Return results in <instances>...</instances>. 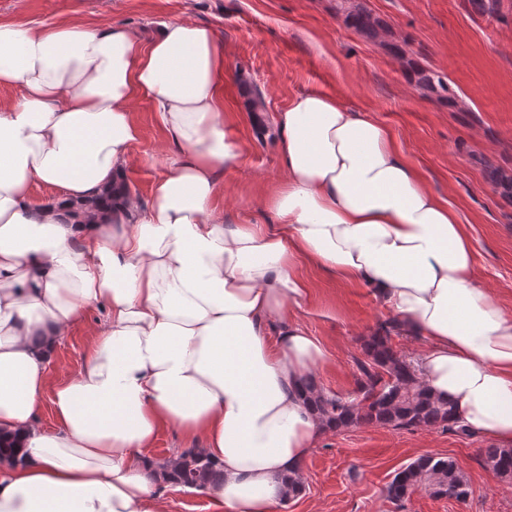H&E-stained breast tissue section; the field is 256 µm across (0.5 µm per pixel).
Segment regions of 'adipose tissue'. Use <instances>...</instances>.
<instances>
[{"label":"adipose tissue","mask_w":512,"mask_h":512,"mask_svg":"<svg viewBox=\"0 0 512 512\" xmlns=\"http://www.w3.org/2000/svg\"><path fill=\"white\" fill-rule=\"evenodd\" d=\"M224 50L189 20L0 24V512H168L141 455L162 431L217 463L219 512H275L326 427L299 392L325 360L294 319L298 259L360 281L422 348L420 378L462 425L512 445V313L474 276L465 225L384 125L309 91L278 115L281 226L216 204L241 149ZM165 134L148 200L126 187L137 100ZM54 186L43 203L34 183ZM101 311L80 370L60 339ZM50 407L53 430L40 424Z\"/></svg>","instance_id":"1"}]
</instances>
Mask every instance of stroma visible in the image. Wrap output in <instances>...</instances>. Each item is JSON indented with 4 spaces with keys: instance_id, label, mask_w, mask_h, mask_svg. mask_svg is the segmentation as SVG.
<instances>
[{
    "instance_id": "35a3bbf8",
    "label": "stroma",
    "mask_w": 512,
    "mask_h": 512,
    "mask_svg": "<svg viewBox=\"0 0 512 512\" xmlns=\"http://www.w3.org/2000/svg\"><path fill=\"white\" fill-rule=\"evenodd\" d=\"M358 7L380 21L378 35L353 24ZM176 19L210 26L224 47V110L242 151L217 203L233 220L276 223L267 202L281 180L277 114L292 96L316 91L392 131L424 184L466 224L476 280L512 311V0H0V24L113 25L146 41ZM427 77L444 89H424ZM252 84L265 111L250 109ZM134 111L140 138L126 176L144 200L162 171L163 133L149 102ZM299 268L311 297L296 319L328 350L313 375L323 390L353 395L364 336L394 315L364 285ZM489 445L440 428L330 430L304 463L302 493L277 512H512V480L481 462ZM426 455L456 461L466 501L423 490L388 497L395 473Z\"/></svg>"
}]
</instances>
